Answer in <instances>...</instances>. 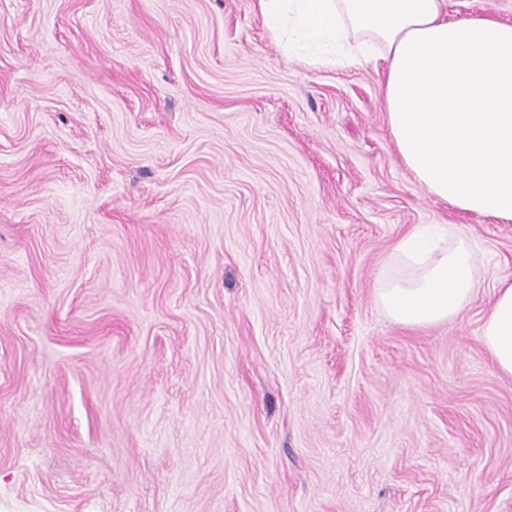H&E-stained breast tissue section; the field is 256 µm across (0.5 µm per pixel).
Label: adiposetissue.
<instances>
[{"instance_id":"adipose-tissue-1","label":"adipose tissue","mask_w":512,"mask_h":512,"mask_svg":"<svg viewBox=\"0 0 512 512\" xmlns=\"http://www.w3.org/2000/svg\"><path fill=\"white\" fill-rule=\"evenodd\" d=\"M284 55L372 69L402 165L436 200L512 222V23L448 15V0H256ZM377 302L396 325L450 321L472 302L482 257L460 225L404 234ZM496 370L512 377V278L498 282L480 328Z\"/></svg>"}]
</instances>
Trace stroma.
<instances>
[{"label": "stroma", "mask_w": 512, "mask_h": 512, "mask_svg": "<svg viewBox=\"0 0 512 512\" xmlns=\"http://www.w3.org/2000/svg\"><path fill=\"white\" fill-rule=\"evenodd\" d=\"M420 224L483 286L410 331L376 284ZM503 276L512 222L429 197L377 75L254 0H0V512H512ZM483 345L490 353L496 370L512 377V278L498 282L494 298L480 328Z\"/></svg>", "instance_id": "1"}]
</instances>
